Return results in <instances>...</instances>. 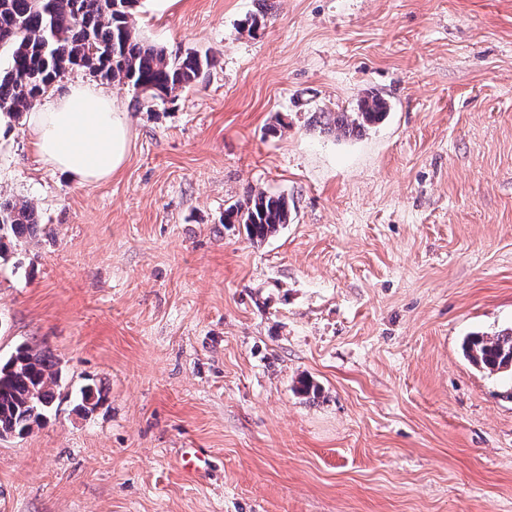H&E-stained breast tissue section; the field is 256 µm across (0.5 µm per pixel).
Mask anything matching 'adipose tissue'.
I'll return each mask as SVG.
<instances>
[{
  "label": "adipose tissue",
  "instance_id": "adipose-tissue-1",
  "mask_svg": "<svg viewBox=\"0 0 512 512\" xmlns=\"http://www.w3.org/2000/svg\"><path fill=\"white\" fill-rule=\"evenodd\" d=\"M27 129L41 161L78 184L110 179L131 145L128 115L93 82L69 84L30 113Z\"/></svg>",
  "mask_w": 512,
  "mask_h": 512
}]
</instances>
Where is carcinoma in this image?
I'll return each mask as SVG.
<instances>
[{
	"mask_svg": "<svg viewBox=\"0 0 512 512\" xmlns=\"http://www.w3.org/2000/svg\"><path fill=\"white\" fill-rule=\"evenodd\" d=\"M140 0H0V47L11 61L0 74V114L20 120L58 78L82 69L118 87H132L147 110L175 100L191 87L210 59L196 50L172 54L143 40L133 16ZM387 101L367 94L351 112H316L313 122L343 137L360 136L384 119ZM288 199L260 192L224 211V223L243 224L261 241L290 221ZM39 217L26 202L0 199V254L4 240L34 232ZM463 351L474 366L512 378V328L489 337H466ZM77 411L93 412L104 400L94 383L75 391L56 358L22 343L0 361V438L25 436L40 427L61 397Z\"/></svg>",
	"mask_w": 512,
	"mask_h": 512,
	"instance_id": "obj_1",
	"label": "carcinoma"
}]
</instances>
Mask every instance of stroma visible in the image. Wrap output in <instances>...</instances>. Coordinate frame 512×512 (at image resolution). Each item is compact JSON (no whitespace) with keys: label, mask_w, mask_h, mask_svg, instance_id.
<instances>
[{"label":"stroma","mask_w":512,"mask_h":512,"mask_svg":"<svg viewBox=\"0 0 512 512\" xmlns=\"http://www.w3.org/2000/svg\"><path fill=\"white\" fill-rule=\"evenodd\" d=\"M141 0L211 60L80 185L0 120V358L51 351L63 401L0 439V512H512V381L462 343L512 327V0ZM361 136L312 122L367 92ZM287 197L264 242L224 211ZM317 396L297 390L299 378ZM39 225V217L27 202L1 200L0 198V254H3L5 239L22 238L33 233Z\"/></svg>","instance_id":"stroma-1"}]
</instances>
